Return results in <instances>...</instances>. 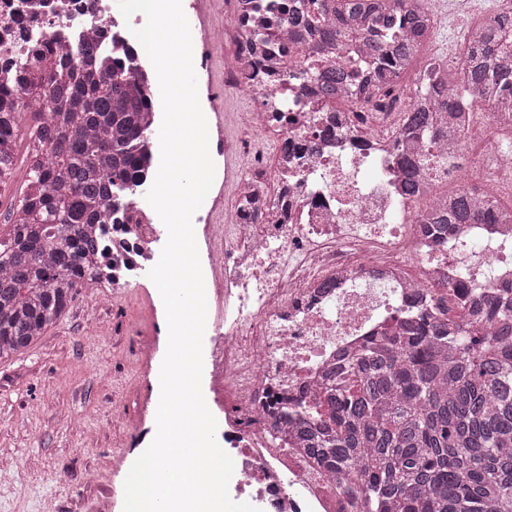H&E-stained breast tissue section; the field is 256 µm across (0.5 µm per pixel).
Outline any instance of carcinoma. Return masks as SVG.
<instances>
[{"label": "carcinoma", "mask_w": 512, "mask_h": 512, "mask_svg": "<svg viewBox=\"0 0 512 512\" xmlns=\"http://www.w3.org/2000/svg\"><path fill=\"white\" fill-rule=\"evenodd\" d=\"M250 13L273 16L288 47L284 77L321 101H349L363 69L320 70L310 62L339 43H361L373 58L372 102L396 89L433 27L425 0H250ZM247 49L267 53L261 30L245 25ZM460 73L431 64L423 73L425 108L404 128L433 132L423 153L402 160L405 195L435 170L444 123L481 105L512 107V23L467 26ZM96 38L73 53L32 48L21 79L0 77V186L16 181L19 150L28 170L0 244V362L31 348L57 326L83 288L85 262L110 244L105 225L141 183L152 100L131 62L107 61ZM419 224H512V203L491 192L475 200L446 194ZM510 288L476 292L468 281L423 303L415 318L364 346L342 369L336 391L290 408L296 430L335 473L355 475L362 512H512V307ZM474 304L450 314L448 298Z\"/></svg>", "instance_id": "carcinoma-1"}]
</instances>
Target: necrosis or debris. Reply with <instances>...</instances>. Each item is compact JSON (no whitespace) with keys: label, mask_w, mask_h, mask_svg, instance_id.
<instances>
[{"label":"necrosis or debris","mask_w":512,"mask_h":512,"mask_svg":"<svg viewBox=\"0 0 512 512\" xmlns=\"http://www.w3.org/2000/svg\"><path fill=\"white\" fill-rule=\"evenodd\" d=\"M19 3L0 0V69L15 67L40 41L69 45L98 34L116 51L140 47L117 0ZM228 84L256 104L246 118L251 138L273 146L254 155L233 183V201L251 197L254 217L236 206L230 223L201 227L209 376L224 393L219 438L234 461L229 494L260 512H355L336 477L287 428L280 405L305 388L322 395L359 345L414 311L417 288L443 293L456 270L479 288L512 282V254L496 246L512 241V224H462L448 240L435 225L416 224L399 162L429 134L396 131L392 115L406 104L337 108L335 137L317 142L314 113L292 106L280 121L263 109L267 97L300 96V86L275 84L267 65L239 52ZM500 121L493 107L461 113V140H444L448 170L422 181L419 194L431 197L443 184L477 194L512 178V158L499 148ZM478 130L487 146L473 154L466 140ZM167 237L145 192L131 191L102 261L103 288L118 292L137 281ZM412 262L420 276L409 274ZM492 266L503 267L501 279L487 276Z\"/></svg>","instance_id":"obj_1"}]
</instances>
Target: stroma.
<instances>
[{"label":"stroma","mask_w":512,"mask_h":512,"mask_svg":"<svg viewBox=\"0 0 512 512\" xmlns=\"http://www.w3.org/2000/svg\"><path fill=\"white\" fill-rule=\"evenodd\" d=\"M494 0L441 15L440 45L448 58L469 12H491ZM224 0H209L217 23ZM198 91L210 123L242 137L251 102L224 85L234 45L205 39L195 10H186ZM164 306L149 278L100 298L81 291L64 319L25 353L0 363V512H123L130 461L155 435L154 387L167 350ZM132 415V426L117 417Z\"/></svg>","instance_id":"1"}]
</instances>
